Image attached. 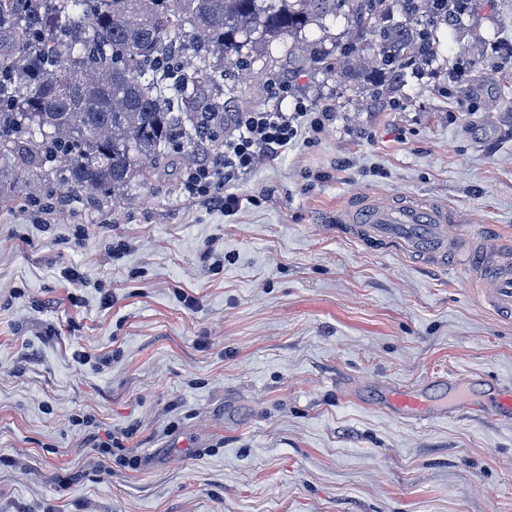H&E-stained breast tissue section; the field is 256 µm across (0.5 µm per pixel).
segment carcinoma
I'll use <instances>...</instances> for the list:
<instances>
[{
	"label": "carcinoma",
	"instance_id": "1",
	"mask_svg": "<svg viewBox=\"0 0 512 512\" xmlns=\"http://www.w3.org/2000/svg\"><path fill=\"white\" fill-rule=\"evenodd\" d=\"M456 0H0V151L63 186L117 198L164 167L186 129L193 150L220 144L224 113L201 111L224 64L247 63L252 36L269 44L329 16L354 40L324 69L342 70L375 38L379 65L426 54ZM68 65H58L61 50ZM180 51L192 74L167 82L160 61Z\"/></svg>",
	"mask_w": 512,
	"mask_h": 512
}]
</instances>
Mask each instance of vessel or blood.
Wrapping results in <instances>:
<instances>
[{"label":"vessel or blood","instance_id":"b4317fda","mask_svg":"<svg viewBox=\"0 0 512 512\" xmlns=\"http://www.w3.org/2000/svg\"><path fill=\"white\" fill-rule=\"evenodd\" d=\"M337 223L386 248L435 265L457 260L476 278L481 304L512 321V241L494 233L474 215L431 199L363 196L351 208L337 210ZM476 376H435L415 388L385 386L380 409L387 415L422 423L470 407Z\"/></svg>","mask_w":512,"mask_h":512}]
</instances>
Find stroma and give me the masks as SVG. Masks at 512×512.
Listing matches in <instances>:
<instances>
[{"instance_id": "1", "label": "stroma", "mask_w": 512, "mask_h": 512, "mask_svg": "<svg viewBox=\"0 0 512 512\" xmlns=\"http://www.w3.org/2000/svg\"><path fill=\"white\" fill-rule=\"evenodd\" d=\"M352 37L340 15L226 69L225 137L237 112L333 114L228 185V212L185 191L209 160L185 144L114 202L0 154V512H512L493 407L376 406L437 374L512 387V322L462 268L330 223L364 195L430 197L512 239V0H471L398 85L369 49L311 61ZM111 433L130 463L106 472Z\"/></svg>"}]
</instances>
